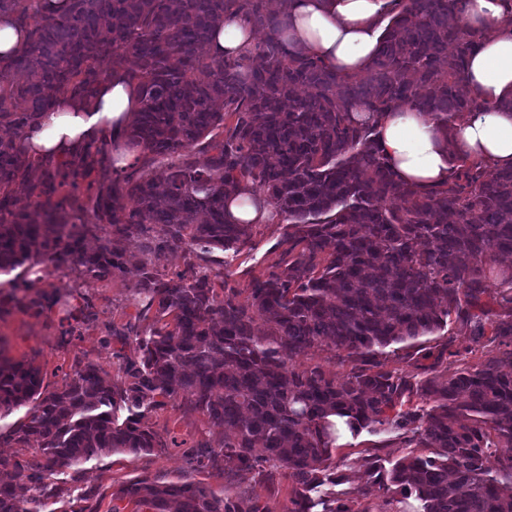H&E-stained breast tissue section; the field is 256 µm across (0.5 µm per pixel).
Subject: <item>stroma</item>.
<instances>
[{
  "instance_id": "1",
  "label": "stroma",
  "mask_w": 512,
  "mask_h": 512,
  "mask_svg": "<svg viewBox=\"0 0 512 512\" xmlns=\"http://www.w3.org/2000/svg\"><path fill=\"white\" fill-rule=\"evenodd\" d=\"M277 225L258 224L253 228L252 243L238 256L229 259L230 285L246 287L251 276L270 270L280 258L282 249ZM135 271L108 282L92 277L79 279V292L94 305L98 319L94 326L82 335L72 337L69 345H61L59 320L62 312L59 306H51L46 312L26 309L22 305L11 306L8 312L0 313V354L14 358L35 359L40 365L46 383H61L69 372L75 353L86 354L106 372H114L112 349L104 343L105 326L109 322L125 323L133 320L137 307L134 301ZM148 422L154 429L168 431L177 444L165 450L150 454L114 453L85 464L81 482L85 485L113 488L131 478L147 476L166 482H177L185 478L203 482L215 492L241 494L257 498L267 506L269 512H285L289 505L291 486L281 481L276 489H269L256 472L237 470L232 462H225L223 473L208 471L191 472L180 449L181 443H192L201 433H208L213 443H220L224 432L209 428L204 417L183 412L176 405L149 415ZM381 453L395 458L403 453V444L398 433L363 432L358 436L344 439L337 454L345 460L349 488L367 492L372 512H385L382 497L371 492L364 473L365 456Z\"/></svg>"
}]
</instances>
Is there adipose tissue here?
<instances>
[{"instance_id":"obj_1","label":"adipose tissue","mask_w":512,"mask_h":512,"mask_svg":"<svg viewBox=\"0 0 512 512\" xmlns=\"http://www.w3.org/2000/svg\"><path fill=\"white\" fill-rule=\"evenodd\" d=\"M392 0H284L290 37L311 56L350 76L364 74L381 46ZM504 0H468L461 20L484 30L481 49L469 60L466 92L484 100L485 110L467 114L452 139L426 113L406 106L383 116L378 139L399 180L429 190L448 178L452 154L467 155L499 169L512 167V109L500 108L512 97V31L501 19ZM255 39L240 17L228 15L208 44L210 54L236 56ZM140 103L122 75L101 82L90 103L59 94L52 110L30 131L28 154L65 161L78 156L106 131L126 127Z\"/></svg>"}]
</instances>
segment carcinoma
I'll return each mask as SVG.
<instances>
[{
  "mask_svg": "<svg viewBox=\"0 0 512 512\" xmlns=\"http://www.w3.org/2000/svg\"><path fill=\"white\" fill-rule=\"evenodd\" d=\"M368 79L348 76L288 39L278 0H63L48 13L32 0H0L27 32L0 62V289L17 296L26 276L51 266L71 282L124 275L120 243L142 253L136 320L106 327L117 374L77 356L62 383L44 382L32 360L0 355V420L26 408L3 441L21 453L0 480V512H42L56 503L53 481L109 453L180 447L146 424L177 401L224 429L214 447L200 437L184 456L192 470H223L224 459L267 482L292 483L288 512H371L344 482L336 425L400 433L406 455L374 456L366 468L390 512H512V169L455 155L448 180L422 192L394 178L377 138L378 117L399 105L425 112L447 137L485 104L462 91L484 31L461 25L465 0H397ZM233 11L263 38L236 57L200 50ZM115 71L127 74L141 110L124 132L141 166L113 176L95 151L60 163L46 181L25 152L33 123L57 94L85 100ZM370 115L358 121L352 109ZM199 150L203 160L194 158ZM98 173L90 212L41 201L69 179ZM37 212L13 208L16 185ZM263 192L282 225V257L254 276L241 301L225 287L224 259L244 250L253 225L226 218L230 195ZM97 239L94 248L88 238ZM188 269L159 270L169 250ZM75 288L53 289L73 336L96 319L92 304L70 306ZM471 327L480 353L453 374L457 356L426 347L448 320ZM137 356L124 355L130 343ZM329 350L351 369L338 380L295 357ZM430 361L410 373L390 356ZM426 448L425 454L412 452ZM105 492L79 487L68 512H99ZM149 512H267L259 500L220 495L202 482L136 477L112 490Z\"/></svg>",
  "mask_w": 512,
  "mask_h": 512,
  "instance_id": "cac0c4a2",
  "label": "carcinoma"
}]
</instances>
